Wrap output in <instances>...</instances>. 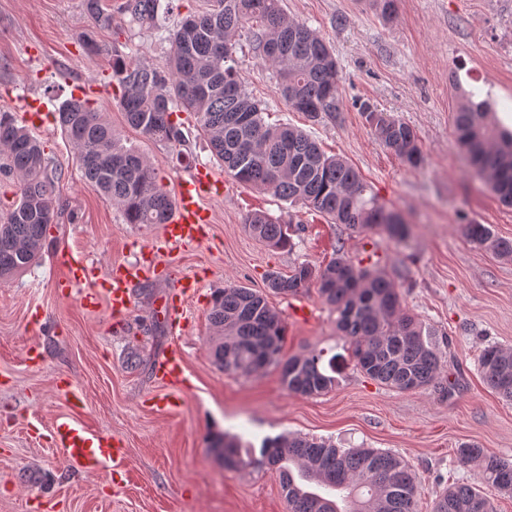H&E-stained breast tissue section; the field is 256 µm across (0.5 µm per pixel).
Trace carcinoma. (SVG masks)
<instances>
[{
  "label": "carcinoma",
  "instance_id": "1",
  "mask_svg": "<svg viewBox=\"0 0 512 512\" xmlns=\"http://www.w3.org/2000/svg\"><path fill=\"white\" fill-rule=\"evenodd\" d=\"M97 28L112 29L105 0H83ZM121 11L141 28L159 32L169 44L161 66L112 56V86L127 124L143 136L181 153V122L192 114L215 157L238 181L318 212L334 224L372 231L391 242L409 234V224L370 192L359 172L340 156H328L312 136L286 124L265 121V108L246 89L236 54V36L247 29L250 44L276 68L288 106L312 122L338 108V66L333 51L305 24L288 19L281 0H206V7L174 26L161 14L173 0H122ZM466 93L454 113L458 140L471 166L505 204L512 205V130L492 117L489 102ZM383 146L409 168L424 162L419 138L407 122L364 109ZM56 122L71 144L83 182L121 211L127 224H164L173 198L156 168L123 145L107 116L88 101L68 99ZM0 177L15 183V199L0 207V282L36 261L54 220L60 172L42 142L9 112L0 111ZM247 232L273 249H293L288 224L262 212L251 214ZM468 239L503 259H512V240L484 224L465 225ZM316 282L336 313V327L352 349L355 366L369 379L399 392L438 383L442 353L433 333L410 312L394 279L378 266L354 263L336 250L327 263H307L288 276L272 272L267 286L296 294ZM214 331L213 363L227 372L252 374L280 368L285 388L304 396L336 386L333 361L323 351L283 357L285 325L266 296L230 283L214 295L208 312ZM479 371L487 386L512 401V348L486 347ZM208 452L223 468L276 470L290 512H416L418 480L401 456L378 448H338L300 435L265 438L260 448L237 437L214 434ZM457 463L471 467L477 482H456L436 497L432 512H493L480 485L512 494V461L466 444Z\"/></svg>",
  "mask_w": 512,
  "mask_h": 512
}]
</instances>
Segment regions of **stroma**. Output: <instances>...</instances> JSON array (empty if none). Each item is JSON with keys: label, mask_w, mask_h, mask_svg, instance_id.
<instances>
[{"label": "stroma", "mask_w": 512, "mask_h": 512, "mask_svg": "<svg viewBox=\"0 0 512 512\" xmlns=\"http://www.w3.org/2000/svg\"><path fill=\"white\" fill-rule=\"evenodd\" d=\"M282 7L332 48L339 110L317 123L290 110L274 68L242 36L236 57L248 91L263 103L267 123L302 128L327 155L352 164L380 200L410 222L408 243L330 223L237 182L189 113L180 115V159L127 126L112 88V53L159 65L167 52L128 16L113 14L111 29L99 30L82 0H0V111L17 112L27 96L42 98L54 111L69 98L71 83L96 86L94 108L154 164L169 193H177L181 178L199 164L209 165L223 186L203 199L211 213L206 237L164 250L157 274L135 288L127 313L111 316L104 305L88 310L77 293L60 287L65 257L81 253L104 273L134 263L140 245L160 240L163 227L125 223L116 206L85 185L54 118L33 128L62 170L60 208L38 263L0 283V512H289L275 470L230 471L209 455L206 439L217 431L256 445L267 436L300 434L341 448L397 453L418 476L417 512H432L447 485L471 480V470L456 462L461 445L512 460V403L478 370L486 346L512 347V260L464 232L476 222L512 239V206L472 172L453 122L468 91L495 112L512 114V0H397L388 19L373 0H282ZM86 33L105 44L106 53L88 54L81 43ZM366 104L415 128L421 167H406L383 147L365 121ZM258 211L300 221L293 250L271 249L245 231L247 216ZM338 248L385 268L405 305L436 330L448 395L434 385L398 392L357 370L316 286L293 295L268 291V272L320 266ZM184 276L200 278L202 288L186 306L185 330L176 333L155 307ZM229 283L265 293L286 326L284 356L320 350L335 357L332 391L290 393L274 365L244 375L213 363L207 313L213 294ZM301 304L308 310L304 319L293 313ZM35 343L45 354L33 365L26 351ZM175 345L184 353L187 378L177 388L154 375L157 360ZM132 352L142 366L128 363ZM63 384L84 402L78 419L112 433L126 448L122 472H72L52 445L51 427L71 412L59 392ZM172 394L181 399L176 411L149 404Z\"/></svg>", "instance_id": "1"}]
</instances>
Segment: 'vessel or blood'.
Returning a JSON list of instances; mask_svg holds the SVG:
<instances>
[{"label":"vessel or blood","mask_w":512,"mask_h":512,"mask_svg":"<svg viewBox=\"0 0 512 512\" xmlns=\"http://www.w3.org/2000/svg\"><path fill=\"white\" fill-rule=\"evenodd\" d=\"M212 171L204 166L181 180L174 199L172 214L164 226L161 242L143 247L138 262L112 267L99 274L96 267L80 256L67 261L66 284L79 292L84 307L94 308L106 304L112 313L122 314L132 302V289L153 272L163 245L182 246L200 242L207 233L210 213L203 206V196L215 187ZM201 286L197 278H182L160 305L171 325L182 329L185 305ZM159 378L168 385L179 384L185 375V364L179 348H171L157 368ZM57 447L63 448L68 466L84 473H94L102 467L120 465L126 450L112 435L101 433L84 425L75 417L57 420L51 429Z\"/></svg>","instance_id":"obj_1"}]
</instances>
